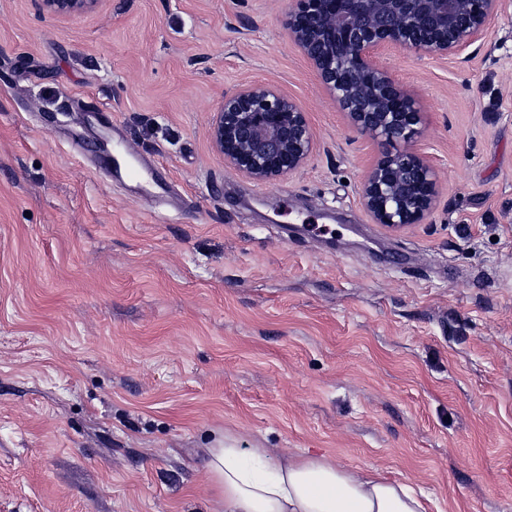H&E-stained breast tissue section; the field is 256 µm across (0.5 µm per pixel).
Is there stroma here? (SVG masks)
I'll return each mask as SVG.
<instances>
[{"label":"stroma","mask_w":512,"mask_h":512,"mask_svg":"<svg viewBox=\"0 0 512 512\" xmlns=\"http://www.w3.org/2000/svg\"><path fill=\"white\" fill-rule=\"evenodd\" d=\"M293 6L0 0V512H224V437L378 468L428 512H512V0L458 54L381 56L437 176L399 231L361 204L379 148ZM244 82L306 112L298 171L257 183L214 149ZM41 12L56 16H78L96 10L103 0H36Z\"/></svg>","instance_id":"35a3bbf8"}]
</instances>
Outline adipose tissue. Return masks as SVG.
Wrapping results in <instances>:
<instances>
[{
    "instance_id": "adipose-tissue-1",
    "label": "adipose tissue",
    "mask_w": 512,
    "mask_h": 512,
    "mask_svg": "<svg viewBox=\"0 0 512 512\" xmlns=\"http://www.w3.org/2000/svg\"><path fill=\"white\" fill-rule=\"evenodd\" d=\"M205 473L224 512H426L407 484L325 455L281 457L223 439L208 449Z\"/></svg>"
}]
</instances>
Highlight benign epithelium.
<instances>
[{
  "label": "benign epithelium",
  "instance_id": "benign-epithelium-1",
  "mask_svg": "<svg viewBox=\"0 0 512 512\" xmlns=\"http://www.w3.org/2000/svg\"><path fill=\"white\" fill-rule=\"evenodd\" d=\"M41 12L78 16L102 0H37ZM501 0H295L288 32L345 113L351 128L383 147L360 188L374 223L397 231L421 223L437 196L433 167L412 150L384 146L418 133L420 112L410 92L379 61L401 47L443 59L478 40ZM210 138L238 172L267 182L298 170L312 151L305 112L263 83L224 95Z\"/></svg>",
  "mask_w": 512,
  "mask_h": 512
}]
</instances>
